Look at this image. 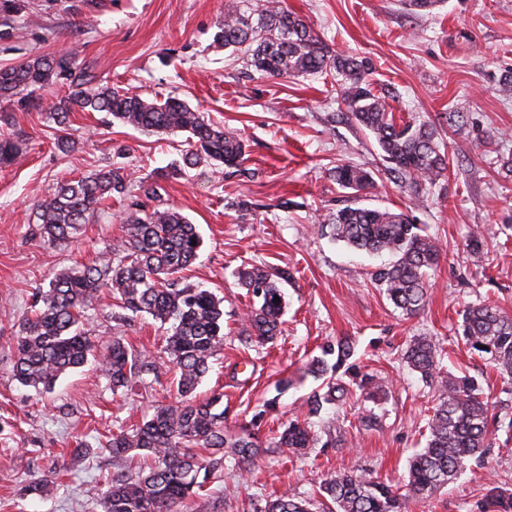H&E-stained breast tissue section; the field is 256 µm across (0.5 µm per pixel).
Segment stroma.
<instances>
[{"mask_svg":"<svg viewBox=\"0 0 512 512\" xmlns=\"http://www.w3.org/2000/svg\"><path fill=\"white\" fill-rule=\"evenodd\" d=\"M0 2V67L76 48L77 65H89L113 87L163 100L185 101L205 119L236 131L245 141L241 166L209 163L172 176L188 148L185 132L140 131L103 112H76L70 134L77 145L60 152L47 110L64 96L55 83L32 96L0 98V136L19 140L23 157L0 167V512H94L112 474L108 454L79 457L76 439L93 440L115 426L138 423L156 406L171 403L172 374L162 371L145 389L112 391L93 367L62 377L54 390L36 394L18 384L12 367L15 336L32 297L64 268H78L123 234L132 204L173 207L196 224L202 239L190 281L224 300V349L198 392L223 390L226 424L237 430L262 413L261 432L295 418L315 388L305 367L325 340L347 337L361 371L385 378L390 392L375 406L377 423L360 417L358 393L331 405L315 420L318 436L335 446L305 456L262 453L248 474L226 467L180 512H258L284 490L312 496L336 472L401 484L408 462L425 439L422 429L432 390L401 359L406 341L420 334L443 344L445 368L475 377L485 393L512 414V384L456 334L465 305L495 301L512 315V176L497 157L512 156V92L501 80L512 72V0H440L428 12L401 0H285L330 50L368 58L375 92L389 91L396 116L438 121L464 113V133L441 128L451 161L426 207L413 208L387 173L367 131L345 116L335 77L262 78L237 54L215 42L228 0H12ZM339 163L371 171L372 193L354 199L329 175ZM121 166L129 174L123 194L101 204L79 242H48L36 235V205L63 179ZM157 194L145 196L143 186ZM414 210L443 249L430 276L425 310L405 318L370 273L383 264L334 242L324 226L336 210ZM480 234L484 258L473 265L466 251ZM244 264L289 271L283 286L284 324L274 343H246L250 298L235 277ZM91 341L123 337L143 354H155L165 334L150 316L127 326L107 307L87 312ZM275 410L264 411L269 399ZM57 478L47 501L22 495L31 480ZM512 490V452H491L484 465L428 498L410 499L405 512H478L490 485Z\"/></svg>","mask_w":512,"mask_h":512,"instance_id":"35a3bbf8","label":"stroma"}]
</instances>
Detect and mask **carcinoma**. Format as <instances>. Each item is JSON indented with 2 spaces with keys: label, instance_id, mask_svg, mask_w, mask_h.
Returning a JSON list of instances; mask_svg holds the SVG:
<instances>
[{
  "label": "carcinoma",
  "instance_id": "carcinoma-1",
  "mask_svg": "<svg viewBox=\"0 0 512 512\" xmlns=\"http://www.w3.org/2000/svg\"><path fill=\"white\" fill-rule=\"evenodd\" d=\"M214 40L241 52L247 67L264 77L288 79L328 71L341 76L340 97L348 116L373 137L386 168L416 203L428 200L429 190L448 170L437 127L430 121L397 123L386 97L372 92L370 62L331 52L282 0H261L248 16L229 6ZM74 59L75 55L64 53L0 67V97L31 93L62 79L68 83V94L49 106L62 131L76 110L106 112L136 129L189 132L187 166L206 161L234 167L244 160L245 145L238 134L205 120L184 101L158 102L121 93L98 79L90 67L73 65ZM21 153L19 141L0 140V165L12 164ZM331 173L336 184L355 196L375 186L371 172L352 164L340 163ZM126 187L127 174L121 167L60 182L36 205L39 235L51 242L78 241L81 226L96 208ZM124 224L125 234L102 249L94 262L53 275L48 288L36 294L33 313L23 320L14 340L13 376L37 391H51L61 377L90 362L114 391L133 386L145 375L157 376L167 365L175 371L174 403L157 407L134 428L120 425L93 445L78 444L79 454L106 451L114 461L106 489L96 500L98 512H175L206 484L224 477V449H231L242 472L250 471L253 459L269 448L305 454L319 443L311 418L320 416L324 405L345 401L350 384L369 399L385 392L383 381L373 376L345 382L339 370L353 356L352 343L346 338L327 340L321 345L322 356L307 366L306 372L320 385L307 398L302 415L267 439L256 426L261 412L253 416L251 425L230 432L224 394L214 392L204 399L195 394L212 359L224 349L222 300L184 275L201 247L196 225L173 208L143 213L137 206L127 213ZM326 227L333 240L356 251L389 255L390 262L374 268L372 280L405 316L413 318L424 310L429 271L438 263L442 248L415 217L347 205L328 217ZM238 280L251 297L248 339L267 344L280 331L282 283L288 281V271L247 265L238 271ZM277 297L281 301H275ZM105 299L111 300L107 307L112 318L123 325L141 314L168 325L163 355L138 353L121 336L97 348L85 330L86 313ZM459 317L458 334L470 349L512 383V316L485 300L464 307ZM443 357V348L431 336L412 337L402 353L404 362L430 383L434 401L426 446L410 460L403 488L343 471L324 478L313 498L286 490L258 512H404L405 499L429 497L472 464H481L496 440V402L472 377L445 372ZM133 450L149 452L154 465L146 470L128 466ZM55 491L54 481L42 478L25 486L23 495L47 501ZM479 512H512V492L489 488Z\"/></svg>",
  "mask_w": 512,
  "mask_h": 512
}]
</instances>
